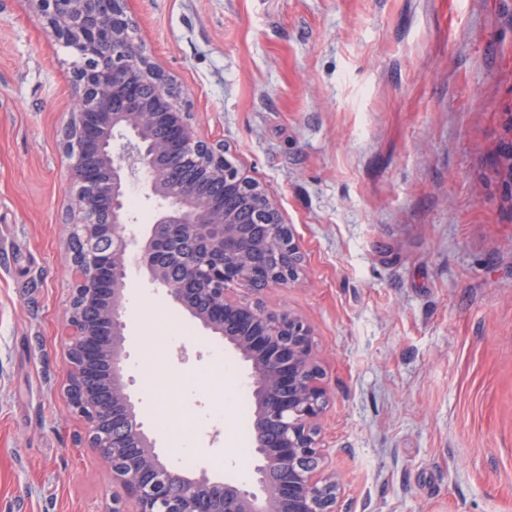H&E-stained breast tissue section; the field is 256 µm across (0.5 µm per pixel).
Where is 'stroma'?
<instances>
[{
	"label": "stroma",
	"mask_w": 512,
	"mask_h": 512,
	"mask_svg": "<svg viewBox=\"0 0 512 512\" xmlns=\"http://www.w3.org/2000/svg\"><path fill=\"white\" fill-rule=\"evenodd\" d=\"M136 39L191 125L280 208L298 280L247 304L313 330L338 512H512V0H129ZM74 53L26 0H0V512H109L118 487L68 398L72 294L63 129ZM138 417L199 421L196 465L247 481L253 437L228 392L250 368L151 284L126 286ZM184 326L176 397L150 379L155 328ZM225 354L234 375L209 368ZM224 408L226 430L207 419ZM496 165L502 171L503 179L510 187L512 194V117L507 121V136L502 144Z\"/></svg>",
	"instance_id": "1"
}]
</instances>
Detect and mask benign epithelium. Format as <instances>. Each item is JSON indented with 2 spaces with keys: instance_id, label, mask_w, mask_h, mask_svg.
I'll use <instances>...</instances> for the list:
<instances>
[{
  "instance_id": "7a95c632",
  "label": "benign epithelium",
  "mask_w": 512,
  "mask_h": 512,
  "mask_svg": "<svg viewBox=\"0 0 512 512\" xmlns=\"http://www.w3.org/2000/svg\"><path fill=\"white\" fill-rule=\"evenodd\" d=\"M45 31L78 57L74 106L65 129L71 174L79 185L70 206L75 291L63 347L73 408L92 447L136 512H337L335 473L328 469L318 421L328 403L308 324L286 312L243 304L229 295L238 282L257 290L298 279L303 256L290 225L264 188L201 140L164 73L133 37L127 0H27ZM512 188V116L497 159ZM165 209L138 234L127 206L130 178ZM175 227L195 242L187 260ZM136 257L150 282L216 334L224 321L255 326L228 337L234 354L252 363L258 410L255 485L190 478L153 448L138 420L127 375L126 280ZM206 286L202 309L168 274L167 260ZM95 357L112 373V427L82 380Z\"/></svg>"
}]
</instances>
